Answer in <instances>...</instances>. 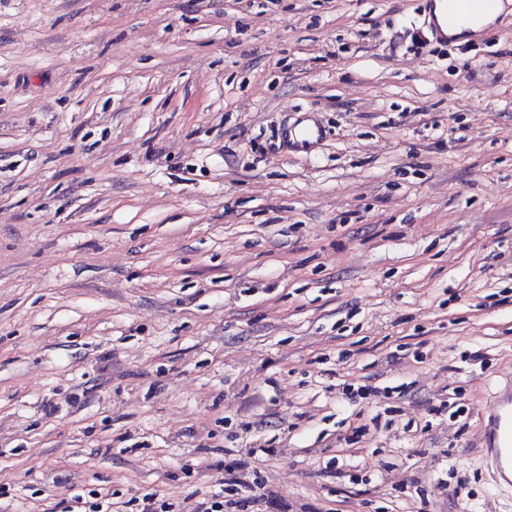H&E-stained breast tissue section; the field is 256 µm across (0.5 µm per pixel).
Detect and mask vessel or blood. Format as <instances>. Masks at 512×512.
I'll use <instances>...</instances> for the list:
<instances>
[{
  "label": "vessel or blood",
  "mask_w": 512,
  "mask_h": 512,
  "mask_svg": "<svg viewBox=\"0 0 512 512\" xmlns=\"http://www.w3.org/2000/svg\"><path fill=\"white\" fill-rule=\"evenodd\" d=\"M498 0H425L429 14L444 13L447 20L476 18L490 13ZM322 128L302 121L282 129L283 148L303 152L321 140ZM482 452L496 484L512 485V380L500 386L484 413Z\"/></svg>",
  "instance_id": "1"
}]
</instances>
